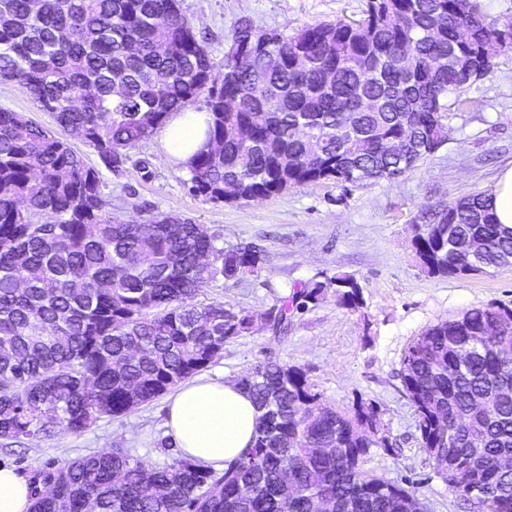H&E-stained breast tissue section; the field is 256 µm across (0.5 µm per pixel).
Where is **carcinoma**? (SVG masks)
<instances>
[{
	"mask_svg": "<svg viewBox=\"0 0 512 512\" xmlns=\"http://www.w3.org/2000/svg\"><path fill=\"white\" fill-rule=\"evenodd\" d=\"M461 26L473 27L480 72L512 49L478 0H369L359 21L278 32L218 70L179 0H0V81L16 83L111 171L205 92L207 141L188 163L189 190L222 202L229 183L247 200L265 199L322 180L393 181L433 155L447 136L448 94L463 88L448 70ZM295 49L308 68L292 66ZM401 51L412 70L393 66ZM360 93L380 105L354 111ZM226 95L253 111L225 107ZM388 137L410 158L385 156L379 139ZM460 203L458 214L439 205L421 217L412 245L424 271L453 277L511 265L512 229L495 223L486 195ZM107 205L99 171L67 141L0 109V439L80 433L125 414L207 368L252 328L248 313L195 298L219 275L253 272L262 263L255 246L219 249L180 215L114 222ZM326 288L347 308L363 305L355 279L336 276L281 298L273 333L288 334L294 312ZM502 318L512 319V307L441 320L400 361L427 460L436 470L448 463L463 493L467 436L479 438L482 478L501 492L492 512H512L504 465L512 332ZM237 383L260 417L253 445L226 468L101 450L36 473L30 512H410L415 491L362 470L371 449L391 448L375 403L339 411L302 368L276 361Z\"/></svg>",
	"mask_w": 512,
	"mask_h": 512,
	"instance_id": "carcinoma-1",
	"label": "carcinoma"
}]
</instances>
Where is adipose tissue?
Listing matches in <instances>:
<instances>
[{
  "instance_id": "adipose-tissue-1",
  "label": "adipose tissue",
  "mask_w": 512,
  "mask_h": 512,
  "mask_svg": "<svg viewBox=\"0 0 512 512\" xmlns=\"http://www.w3.org/2000/svg\"><path fill=\"white\" fill-rule=\"evenodd\" d=\"M207 115L184 110L172 115L161 142L165 161L185 164L203 146ZM259 412L236 382L200 377L183 384L167 407L166 427L180 455L216 469L252 444Z\"/></svg>"
}]
</instances>
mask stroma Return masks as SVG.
I'll return each instance as SVG.
<instances>
[{
    "label": "stroma",
    "instance_id": "obj_1",
    "mask_svg": "<svg viewBox=\"0 0 512 512\" xmlns=\"http://www.w3.org/2000/svg\"><path fill=\"white\" fill-rule=\"evenodd\" d=\"M366 0H181L184 15L223 67L239 19L261 29L293 30L336 19L358 20ZM446 143L398 180L353 185L327 180L260 202H210L194 196L189 171L162 162L158 136L130 152L120 171L102 168L95 150L80 140L73 148L100 170L112 217L149 219L176 213L216 235L221 248L240 243L263 253L255 272L217 277L198 296L221 300L256 317L252 331L228 341L204 374L237 380L273 359L302 367L315 392L339 409L356 400L374 402L391 443L376 449L365 468L409 481L427 512H467L459 496L436 474L420 445L413 410L399 376L412 340L438 320L487 304L512 307V266L458 277L423 272L412 248L413 226L436 204L489 192L501 168L512 162V50L490 72L448 98ZM353 277L363 304L337 303L334 289L317 305L295 312L287 336L278 337L264 317L281 297L335 276ZM166 397L129 412L106 416L84 432L60 429L0 446V465L23 479L63 461L103 449L127 448L152 463L179 456L164 447Z\"/></svg>",
    "mask_w": 512,
    "mask_h": 512
}]
</instances>
